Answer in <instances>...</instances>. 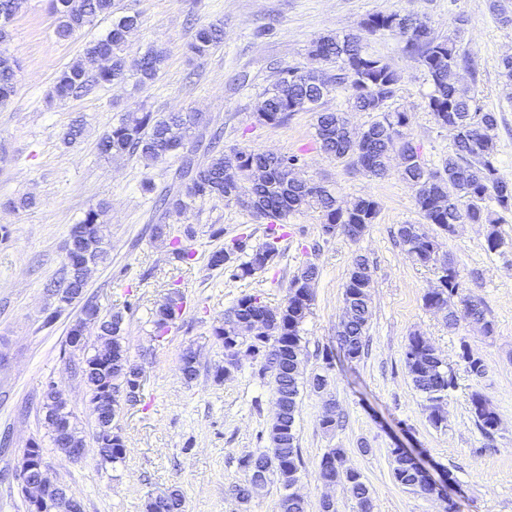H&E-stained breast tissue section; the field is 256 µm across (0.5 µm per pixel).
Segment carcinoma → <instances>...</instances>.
Here are the masks:
<instances>
[{"mask_svg":"<svg viewBox=\"0 0 512 512\" xmlns=\"http://www.w3.org/2000/svg\"><path fill=\"white\" fill-rule=\"evenodd\" d=\"M23 0H0V104L15 92L17 61L3 48L10 39L9 23L21 9ZM51 8L58 15L56 33L69 38L100 19H111L107 34L89 42L85 58L96 61L107 57L109 64L96 76L88 75L78 63L60 70L55 77L52 95L58 99L82 97L114 82L123 81L128 74L123 55L126 33L137 26L139 15L117 14L114 0H51ZM408 14L398 11L378 13L363 20L361 28L367 32L386 31L400 39L426 72L432 92L428 110L435 122L448 129L453 139V154L444 160L442 168L433 169L421 161L419 148L412 142L402 143L403 175L415 192V202L423 218L419 224H402L397 237L404 251L422 265L431 262L432 253L440 248L439 235H452V227L466 221L487 224L486 248L498 251L504 245L495 229L498 220L492 217L488 203H494L504 212H512V182L498 173L493 156V141L498 126L496 113L484 111L475 95L457 86L456 72L470 65L469 53L452 37H438L432 33L423 40L405 37ZM223 40V27L216 23L201 25L194 31L190 50L204 55L218 47ZM361 36L331 33L319 38L311 46L310 54L336 69L333 79L319 73H305L296 68H284L267 88L257 106L258 121L280 126L296 112L316 113V134L321 151L337 159H352L363 172L383 177L388 170L391 135L395 120H409L407 113L391 111L388 102L395 96L398 73L385 61L361 51ZM166 56L155 50L144 53L135 66L137 83L146 86L158 79ZM350 89L348 103L356 112H377L379 116L355 138L342 113L322 108L324 99L337 88ZM205 123L200 112L176 116L171 112H154L139 105L125 112L99 142V152L106 159L137 158L150 165L159 158L174 156L183 149L195 131ZM220 135L213 134L209 157L203 164L186 162L181 176L184 189L172 194L161 192L154 198L159 223L153 225L156 238L169 241L172 253L183 265L196 261V252L183 244L180 229L167 219L181 214L194 204L204 201L228 200L249 196L254 214L269 220L268 241L251 248L244 236L232 239L222 249L212 252L209 266L223 268L231 280H243L268 267L278 255V231L288 218L305 210H315L321 218V227L338 228V233L352 240L358 239L373 223L379 204L371 197H359L347 206L339 204L336 194L327 187L312 186L310 181L298 179L293 170L299 159L295 155H274L256 148H219ZM237 164L241 169L239 181H228L227 168ZM261 169L260 182L249 180L250 170ZM106 206L102 203L86 211L83 219L72 225L66 255L64 276L47 285V292L57 300V306L44 317L43 325L51 326L62 311L72 304L73 288H83L81 273L104 260L105 251L101 216ZM369 269L362 255L353 258L349 276L344 284L346 316L338 330V344L350 359H358L366 346V332L372 316L368 290L355 283L358 272ZM319 274L316 265L303 267L290 282L286 304L276 309L278 324L267 342L278 352L277 366L260 365L261 374L270 375L275 400L280 411L274 416L268 431L269 446L241 459L247 480L232 487V494L242 504L252 499L253 482L262 477L270 483L277 480L285 493L277 503V512H308L304 498L291 491L299 480L302 458L296 435L298 398L304 385L327 387V378L317 374L303 381L301 370L304 346L302 325L313 301L312 283ZM257 295L240 297L224 322L213 328V335L222 345L238 336L237 324L261 316L255 302ZM427 307H446L448 326L454 327L462 319L482 324L487 335L494 332L492 321L486 319L483 303L464 294V280L453 262L443 265L437 281L423 295ZM183 297L174 290L152 313L155 338L162 340L171 325L180 316ZM96 329L94 344H89L88 331ZM124 316L120 312L101 313L100 308L87 300L80 317L68 332V345L82 354L75 363V371L87 388L89 406L95 417L94 447L105 461L121 463L127 455L125 442L117 432L112 419V397L134 384L129 366L131 358L124 345ZM461 359L466 372L474 377L485 374L482 358L462 347ZM407 374L416 391L427 402L428 419L436 427L446 417L435 413L438 401L448 399L456 388V379L448 371L443 359L433 346L414 333L408 338L403 353ZM64 393L51 384L44 396V422L50 440L57 451L78 448L86 443L77 426L71 421ZM471 413L475 424L486 434L498 424L497 413L479 392L470 396ZM68 428V444L64 445L55 433L54 424ZM392 475L404 488L424 491L417 474L399 449L391 451ZM345 452L331 448L319 462L320 476H328L344 484L360 505L361 512H371V490L357 470L344 466ZM183 496L178 489L167 491L164 498L151 496L146 512H182Z\"/></svg>","mask_w":512,"mask_h":512,"instance_id":"1","label":"carcinoma"}]
</instances>
